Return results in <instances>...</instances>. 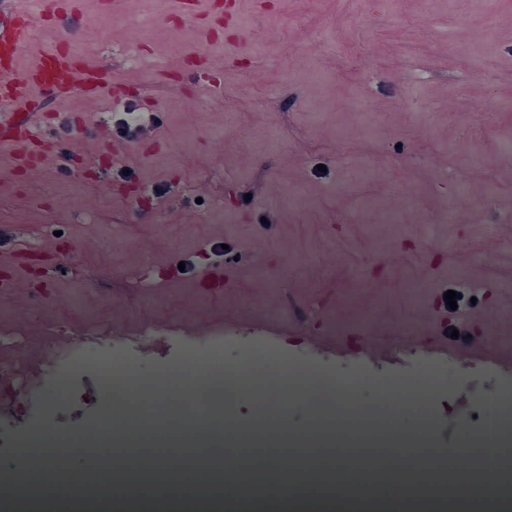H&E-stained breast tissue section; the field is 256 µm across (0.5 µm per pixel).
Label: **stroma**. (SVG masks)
<instances>
[{"label":"stroma","mask_w":512,"mask_h":512,"mask_svg":"<svg viewBox=\"0 0 512 512\" xmlns=\"http://www.w3.org/2000/svg\"><path fill=\"white\" fill-rule=\"evenodd\" d=\"M198 2L189 20L178 0H79L92 32L72 46L116 71L124 105L73 89L41 108L48 160L0 149V277L15 281L0 365L16 369L0 380V473L24 467L21 432L66 441L125 399L94 370L63 372L68 396L45 393L35 419L16 388L42 360L94 347L157 374L209 340L230 365L264 347L350 381L352 407L401 434L427 419L435 455L468 476L466 442L512 382V0H241L242 48ZM126 106L144 117L131 138ZM23 245L42 264H20ZM448 370L405 406L403 383ZM318 422L296 397L271 415L280 435Z\"/></svg>","instance_id":"35a3bbf8"}]
</instances>
